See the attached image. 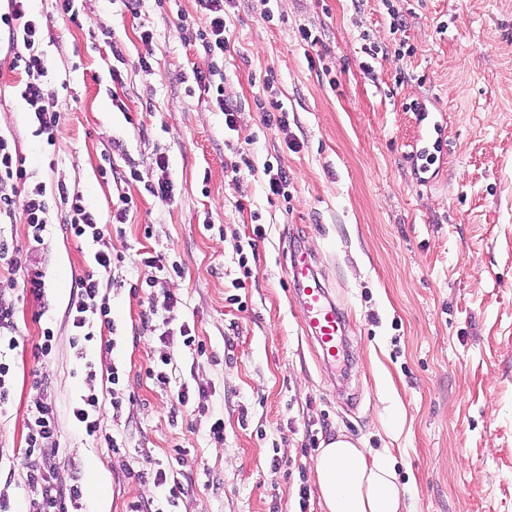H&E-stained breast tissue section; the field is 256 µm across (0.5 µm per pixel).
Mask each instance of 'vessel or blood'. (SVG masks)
I'll return each instance as SVG.
<instances>
[{"label":"vessel or blood","mask_w":512,"mask_h":512,"mask_svg":"<svg viewBox=\"0 0 512 512\" xmlns=\"http://www.w3.org/2000/svg\"><path fill=\"white\" fill-rule=\"evenodd\" d=\"M290 260L293 294L302 308L306 328L320 347L322 363L335 365L341 357L345 313L321 282L309 254L295 252Z\"/></svg>","instance_id":"vessel-or-blood-1"}]
</instances>
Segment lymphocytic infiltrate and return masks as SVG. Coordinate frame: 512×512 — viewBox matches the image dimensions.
Returning a JSON list of instances; mask_svg holds the SVG:
<instances>
[{
	"mask_svg": "<svg viewBox=\"0 0 512 512\" xmlns=\"http://www.w3.org/2000/svg\"><path fill=\"white\" fill-rule=\"evenodd\" d=\"M8 8L0 12V37H6L11 54L10 69H22L25 80L19 84L18 93L27 105L36 124V135L54 144L59 131L62 114L55 105V92L51 87L49 65L46 54L39 48L42 29L39 20L29 11L28 0H7ZM204 24L196 38L206 59L205 66L191 70L190 81L200 93L206 94L218 111L223 112L227 127H234L236 105L225 98L220 66L228 49L226 20L233 0H197ZM57 192L67 211V228L74 237L90 241L95 246L94 260L104 269L112 265V227L101 222L99 216L89 210L80 196L70 195L66 185H58ZM24 221L29 231V240L43 244L44 234L50 222L46 189L31 181L27 160L11 142L0 135V224ZM10 246L7 238L0 235V259L7 260L9 275L0 278V293L20 289L33 298L45 294V279L36 261L21 264L8 260ZM72 330V345L82 348L94 338V325L111 327V305L108 296L101 293V281L94 273L76 279L64 311ZM14 310L0 306V407L6 405L12 392V370L6 361L8 351L16 349L18 340ZM121 373L118 367H110L106 389L112 407L113 420H120L124 399L118 391ZM96 391L83 395L80 402L71 407L72 417L80 424L86 435L96 436L102 428V405ZM58 453L56 408L51 399H43L27 414V434L23 467L26 479L41 485L39 499L30 501L27 512H79L84 489L79 481L57 484L54 478L53 460Z\"/></svg>",
	"mask_w": 512,
	"mask_h": 512,
	"instance_id": "obj_1",
	"label": "lymphocytic infiltrate"
}]
</instances>
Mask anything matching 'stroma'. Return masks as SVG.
<instances>
[{"instance_id":"35a3bbf8","label":"stroma","mask_w":512,"mask_h":512,"mask_svg":"<svg viewBox=\"0 0 512 512\" xmlns=\"http://www.w3.org/2000/svg\"><path fill=\"white\" fill-rule=\"evenodd\" d=\"M399 5L414 53L378 58L370 76L364 41L392 42L380 0H240L224 54V95L241 107L230 129L206 96L186 91L185 76L204 63L192 39L197 0L130 9L84 0L80 29L58 17L54 0H34L62 125L55 144L34 136L13 90L23 73L2 67L0 134L47 196L65 183L104 221L119 196L132 203L108 272L97 271L91 244L62 230L65 209L51 204L53 226L33 256L44 299L0 293L19 342L12 397L0 408V488L17 512L41 495L12 456L25 446L28 408L44 396L57 410L56 479L80 478L83 512H129L157 496L152 482L126 476L156 465L185 484L176 512H323L312 468L339 435L390 461L408 512H512V0ZM304 28L315 46L301 41ZM113 39L125 64L112 56ZM144 53L146 71L134 65ZM271 92L288 109L287 131L265 126L256 106ZM429 122L444 146L421 177L409 153L426 147ZM107 154L113 174L104 178ZM159 155L171 204L145 187ZM244 157L254 170L232 173ZM267 161L287 170V198L268 193ZM251 240L243 269L237 249ZM294 247L312 256L345 312L344 364L324 366L303 327L289 288ZM145 251L183 271L166 282L179 302L162 340L147 320ZM92 271L107 286L118 344L107 352L88 342L82 360L63 312L75 280ZM46 323L56 342L38 359ZM185 327L205 354L185 346ZM163 352L174 364L166 385L146 374ZM88 360L100 376L119 366L131 397L121 423L103 411L104 431L123 435L116 452L69 414L89 391ZM183 384L194 397L179 408ZM218 419L220 446L209 438Z\"/></svg>"}]
</instances>
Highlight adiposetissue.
I'll list each match as a JSON object with an SVG mask.
<instances>
[{"label": "adipose tissue", "instance_id": "1", "mask_svg": "<svg viewBox=\"0 0 512 512\" xmlns=\"http://www.w3.org/2000/svg\"><path fill=\"white\" fill-rule=\"evenodd\" d=\"M313 474L326 512H401L392 469L383 459H368L345 436L320 449Z\"/></svg>", "mask_w": 512, "mask_h": 512}]
</instances>
